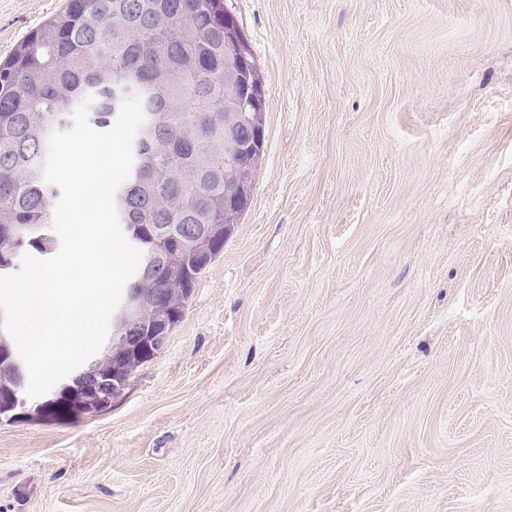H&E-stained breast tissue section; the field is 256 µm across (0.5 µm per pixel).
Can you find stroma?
<instances>
[{
  "label": "stroma",
  "instance_id": "stroma-1",
  "mask_svg": "<svg viewBox=\"0 0 512 512\" xmlns=\"http://www.w3.org/2000/svg\"><path fill=\"white\" fill-rule=\"evenodd\" d=\"M226 5L252 202L110 409L0 420V512H512V0Z\"/></svg>",
  "mask_w": 512,
  "mask_h": 512
}]
</instances>
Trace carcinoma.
<instances>
[{"label": "carcinoma", "mask_w": 512, "mask_h": 512, "mask_svg": "<svg viewBox=\"0 0 512 512\" xmlns=\"http://www.w3.org/2000/svg\"><path fill=\"white\" fill-rule=\"evenodd\" d=\"M253 59L247 38L224 40V0H67L65 7L21 41L0 63V275L10 273L18 252L48 256L53 200L43 167L51 132L63 129L76 106L92 98L89 123L107 130L119 109L115 84L138 87L145 113L143 139L133 144L129 178L115 194L121 224H180L193 237L197 224H235L239 173L224 164V113L240 112L241 80L229 79V59ZM142 252L131 291L158 290L179 321L202 269L187 257L176 278L158 269L144 274L149 241L125 233ZM153 354L131 353L122 387ZM12 370L0 362V417L9 405ZM80 398L38 409L59 420L75 417Z\"/></svg>", "instance_id": "carcinoma-1"}]
</instances>
